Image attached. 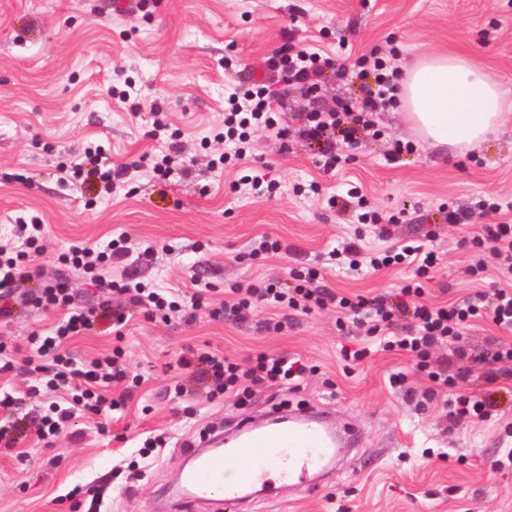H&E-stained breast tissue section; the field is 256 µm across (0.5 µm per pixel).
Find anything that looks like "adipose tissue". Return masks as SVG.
Listing matches in <instances>:
<instances>
[{"label":"adipose tissue","mask_w":512,"mask_h":512,"mask_svg":"<svg viewBox=\"0 0 512 512\" xmlns=\"http://www.w3.org/2000/svg\"><path fill=\"white\" fill-rule=\"evenodd\" d=\"M511 106L497 79L456 54L417 63L401 93V108L411 126L432 145L459 152L485 141Z\"/></svg>","instance_id":"adipose-tissue-1"}]
</instances>
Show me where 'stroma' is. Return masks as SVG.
Instances as JSON below:
<instances>
[{
	"label": "stroma",
	"instance_id": "stroma-1",
	"mask_svg": "<svg viewBox=\"0 0 512 512\" xmlns=\"http://www.w3.org/2000/svg\"><path fill=\"white\" fill-rule=\"evenodd\" d=\"M112 2L0 0V241L16 242L18 213L41 216L45 247L32 259L41 283H68L79 305L104 300L56 254L124 234L133 251L149 246L155 254L127 268H104V277L117 280L132 268L144 283L172 293L193 292L200 278L217 305L233 288L287 279L294 261L319 259L354 239L367 252L431 239L439 261L425 298L433 304L512 285L494 256L465 247V228L446 218L449 210L489 199L500 211L476 216V223L512 220V117L496 137L460 154L423 143L393 104L371 116L381 137L338 147L329 171L298 135L307 113L358 96L350 72L373 50L395 54L402 70L435 53L466 55L498 78L512 101V0H126L119 9ZM302 48L332 57L345 76L326 73L311 97L267 70L269 57ZM118 72L134 87L129 99L109 92ZM253 73L266 75L288 128L284 140L254 133L243 164L277 182L270 199L235 190L241 166L212 167L224 152L213 139L224 123V99ZM158 107L181 146L162 180L153 165L165 143L150 135ZM395 140L416 142V152L391 162ZM91 142L102 145L108 161L128 167L111 193L61 179V163L78 162ZM352 188L374 209L397 216L389 236L358 223L354 211L328 208V196ZM263 235L286 243L287 254L251 256ZM478 262L484 271L475 277L469 269ZM408 275L401 266L365 276L336 267L325 282L352 298L373 297L394 291ZM56 318L15 308L0 325V341L23 346L30 330ZM336 319L334 310H317L264 334L204 314L167 324L135 316L123 343L143 381L125 414L114 417L107 436L89 415L75 419L52 447L31 434L16 449L0 450V512H70L63 496L78 484L103 487L106 512H156L150 495L183 467L182 444L227 434L271 405L307 400L358 426L361 445L343 449L341 467L321 487L285 489L264 512H512V466L494 465L512 449V378L491 417L451 421L446 391L410 373L409 355L379 350L361 364L347 363L345 350L365 344L363 330L342 333ZM205 344L240 362L266 353L301 360L312 371L285 388H256L244 406L213 401L199 385L184 401L169 399L165 389L184 349ZM397 371L407 372L415 402L390 386ZM151 430L165 431L169 443L130 478L127 459L137 436Z\"/></svg>",
	"mask_w": 512,
	"mask_h": 512
}]
</instances>
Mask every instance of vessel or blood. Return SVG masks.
<instances>
[{"label": "vessel or blood", "instance_id": "obj_1", "mask_svg": "<svg viewBox=\"0 0 512 512\" xmlns=\"http://www.w3.org/2000/svg\"><path fill=\"white\" fill-rule=\"evenodd\" d=\"M338 436L331 423L315 417L311 405L269 408L264 422H240L229 437L185 449L189 466L173 494L184 512L200 505L222 512L227 505L275 498L286 487L315 489L318 475L339 458Z\"/></svg>", "mask_w": 512, "mask_h": 512}]
</instances>
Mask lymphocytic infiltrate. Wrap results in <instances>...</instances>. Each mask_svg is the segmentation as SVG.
Returning <instances> with one entry per match:
<instances>
[{
    "instance_id": "1",
    "label": "lymphocytic infiltrate",
    "mask_w": 512,
    "mask_h": 512,
    "mask_svg": "<svg viewBox=\"0 0 512 512\" xmlns=\"http://www.w3.org/2000/svg\"><path fill=\"white\" fill-rule=\"evenodd\" d=\"M284 83L302 84L305 92L313 93L326 70L335 69L333 59L320 53L300 49L280 56L275 61ZM355 67L356 79L362 83V95L353 102L337 103L328 112L308 113L300 135L317 147L324 158L325 168L336 166V143L355 146L364 130L370 129L369 117L378 107L396 101L402 73L392 57L369 53L360 56ZM271 91L260 82L238 86L227 98L224 110V128L216 132L215 140L227 143L228 148L218 162L226 165L244 160L253 131L263 129L275 132L278 137L288 135L281 116L274 106ZM71 171L75 177L112 191L122 181L127 168L122 164L105 165L101 146L85 148L80 163ZM16 224L24 234V247L15 251L0 245V321L9 318L15 305L22 299L17 292L19 283L32 279L30 261L42 248L45 227L40 216L22 214ZM468 247L479 252H489L497 260L500 272L512 276V222L481 224L470 231ZM129 253V239L119 235L104 247L91 248L71 245L57 256L60 265L74 266L90 274L92 282L110 291L111 297L92 308H75L71 305V291L64 285H48L33 297L36 308L60 311L61 317L44 333L31 331L27 337L29 353L23 361H15L6 343L0 342V372L22 367L30 375L33 392L52 393L61 391L65 402H49L45 414L36 429L39 441L52 444L76 417L91 413L111 418L113 412L122 410L132 395L133 387L140 383L139 376L131 375L123 363L125 350L122 346L123 329L128 322L131 308H138L154 321L169 323L173 319L192 320L199 311L217 321L237 323L256 320L263 331H278L283 321L261 317L267 308L288 309L308 314L317 309L335 308L337 326L351 321L367 328L368 336L379 340L383 350L410 354L416 372L448 389L450 417L456 419L492 416L498 407L494 397L475 399L463 391V384L472 366L487 368L488 381L497 375H512V343L500 344L486 354H472L464 342L465 332L475 319L486 317L503 330L512 331V287L492 285L473 295L445 306H433L423 302V284L437 262L432 246L421 240H406L395 247L372 253H363L356 243L330 251L329 258L347 264L352 271L377 272L394 265L412 267L413 275L397 288L396 301L376 296L349 298L324 283L325 269L309 265L290 269V285L275 282L251 284L236 288L232 301L210 306L204 289L192 294L168 296L157 289L137 282L134 276L121 280L100 279V267L121 262ZM120 296V303H113V296ZM106 322L112 327L116 340L109 354L92 360H80L67 349L76 336ZM447 348L453 358L451 368L432 370L429 358L433 350ZM180 366L186 377L173 387L176 397H184L188 391V379L201 380L211 399H232L235 404L250 402L258 385L293 384L305 374L306 365L281 356L258 354L254 359L241 363L220 355L209 347L190 350L181 357Z\"/></svg>"
}]
</instances>
